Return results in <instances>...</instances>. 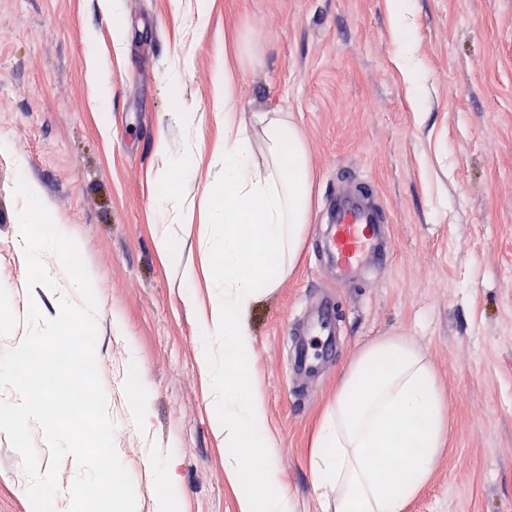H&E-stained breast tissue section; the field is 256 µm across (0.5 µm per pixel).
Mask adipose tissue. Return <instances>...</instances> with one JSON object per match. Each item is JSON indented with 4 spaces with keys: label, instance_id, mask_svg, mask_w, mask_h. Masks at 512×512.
Here are the masks:
<instances>
[{
    "label": "adipose tissue",
    "instance_id": "obj_1",
    "mask_svg": "<svg viewBox=\"0 0 512 512\" xmlns=\"http://www.w3.org/2000/svg\"><path fill=\"white\" fill-rule=\"evenodd\" d=\"M223 102L224 237L215 272L222 294L202 322L198 367L214 375L216 339L234 356L224 367V412L214 426L232 450L229 474L251 484L241 512H295L282 487L266 404L242 365L254 345L238 317L278 287L304 243L309 156L287 113H253L246 128L232 92ZM446 436L431 365L405 338L381 337L350 363L321 420L313 478L334 512H404L429 479Z\"/></svg>",
    "mask_w": 512,
    "mask_h": 512
}]
</instances>
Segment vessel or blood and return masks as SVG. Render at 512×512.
I'll return each mask as SVG.
<instances>
[{"mask_svg": "<svg viewBox=\"0 0 512 512\" xmlns=\"http://www.w3.org/2000/svg\"><path fill=\"white\" fill-rule=\"evenodd\" d=\"M374 190L363 185L358 192L340 197L333 216L334 228L328 234L327 248L336 258V266L348 273L370 260L386 261V250L381 244L380 212L370 204ZM330 325L321 318L309 331V342L300 356L305 368H312L320 358L319 337L329 335Z\"/></svg>", "mask_w": 512, "mask_h": 512, "instance_id": "obj_1", "label": "vessel or blood"}]
</instances>
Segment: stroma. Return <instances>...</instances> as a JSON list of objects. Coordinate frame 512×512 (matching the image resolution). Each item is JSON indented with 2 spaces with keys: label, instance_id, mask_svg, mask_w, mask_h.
<instances>
[{
  "label": "stroma",
  "instance_id": "1",
  "mask_svg": "<svg viewBox=\"0 0 512 512\" xmlns=\"http://www.w3.org/2000/svg\"><path fill=\"white\" fill-rule=\"evenodd\" d=\"M0 0V286L16 314L56 317L77 298L54 255L57 291L28 287L16 238L35 189L78 242L99 304L97 361L114 447L136 512H157L173 466L176 512H240L214 417L224 393L197 365L217 290L224 118L218 78L234 73L242 119L288 113L309 151L313 199L300 256L242 317L244 366L262 395L297 512H323L311 443L350 362L401 335L430 362L449 439L405 512H512V0ZM125 32L123 47L113 24ZM179 112L198 115L183 127ZM164 140L167 156L156 152ZM190 159L186 182L164 161ZM371 182L390 259L341 278L320 249L336 195ZM166 238L173 257L156 247ZM323 305L334 343L293 366V334ZM146 418L131 407L135 391ZM22 460L0 431V512H32Z\"/></svg>",
  "mask_w": 512,
  "mask_h": 512
}]
</instances>
